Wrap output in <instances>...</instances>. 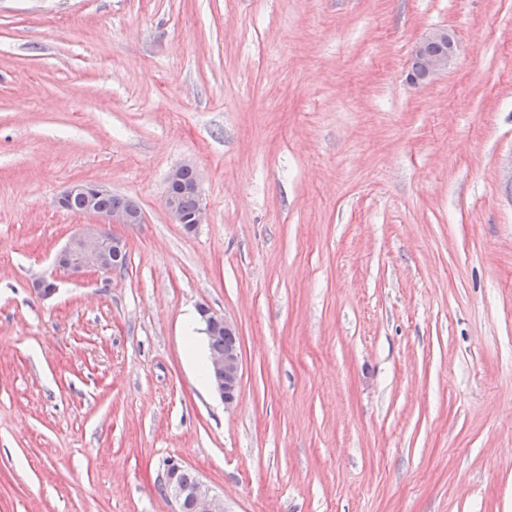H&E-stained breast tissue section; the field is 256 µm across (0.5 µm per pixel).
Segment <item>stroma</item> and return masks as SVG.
I'll list each match as a JSON object with an SVG mask.
<instances>
[{"label": "stroma", "mask_w": 512, "mask_h": 512, "mask_svg": "<svg viewBox=\"0 0 512 512\" xmlns=\"http://www.w3.org/2000/svg\"><path fill=\"white\" fill-rule=\"evenodd\" d=\"M75 181L124 269L54 267ZM172 457L226 512H512V0H0V512H170ZM456 49L454 37L448 29H435L422 37L414 48V57L420 62L419 72L409 74L411 83L432 81L448 69ZM189 170L193 172V180L187 184L183 179V173L186 171L184 178L191 180L192 173ZM184 193L194 195L187 194L181 199V208L186 215L182 212L179 205V196ZM195 197L198 200V205L196 210L191 213L196 206ZM165 205L173 221L176 224H181L187 232H192L199 224H203L206 221V208L202 203L200 192V175L192 165L183 164L169 172L167 177ZM106 191L111 190L98 184L74 182L55 200L58 208L72 212V201L78 198L82 202V208L79 200L73 202L74 210L81 208L77 214L93 216L98 221V224L86 225L81 234L73 237L56 253L54 263L57 267L69 270L73 274L110 273L120 263L126 253L125 245L119 238L108 233L105 226L140 224L143 221V214L140 206L131 199L126 203L125 197L112 193L101 197ZM126 261L127 254L122 259L120 269L125 267ZM200 314L206 326L210 348V370L213 384L217 394L227 406L233 405L238 399L242 376L241 350L239 344L238 328L235 322L225 314L217 313L208 307H201ZM224 333L213 336L215 333ZM232 345V346H224Z\"/></svg>", "instance_id": "stroma-1"}]
</instances>
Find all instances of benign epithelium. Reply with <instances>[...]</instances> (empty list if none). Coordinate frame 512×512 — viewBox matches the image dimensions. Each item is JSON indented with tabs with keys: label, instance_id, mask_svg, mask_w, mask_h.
Here are the masks:
<instances>
[{
	"label": "benign epithelium",
	"instance_id": "obj_1",
	"mask_svg": "<svg viewBox=\"0 0 512 512\" xmlns=\"http://www.w3.org/2000/svg\"><path fill=\"white\" fill-rule=\"evenodd\" d=\"M456 49L454 37L446 29H435L422 37L414 48V57L420 62L421 69L409 74L410 82L418 84L429 82L448 69ZM193 171V180L185 183L183 173ZM108 188L98 184L74 182L55 200L56 206L71 211L73 199L82 202L81 215L97 218V223L89 224L85 230L73 237L54 257L56 266L74 274L85 272L110 273L126 253L122 241L106 231L110 224H140L143 214L140 206L133 200H127L124 208L103 212L98 201ZM191 193L201 198L200 175L190 164L172 169L167 177L165 194L166 209L173 221L188 231H193L206 221V208L198 203L196 210L186 215L179 205V196ZM200 314L209 335L223 333L226 336L238 335L235 322L224 314L208 307L200 308ZM210 370L217 394L227 406L238 399L242 376V358L240 347L226 346L222 350L210 353ZM185 466L174 459L167 461L159 480L162 481L165 496L172 505L171 512H224V499L213 492L201 478L196 477L193 485L186 486L180 480Z\"/></svg>",
	"mask_w": 512,
	"mask_h": 512
}]
</instances>
